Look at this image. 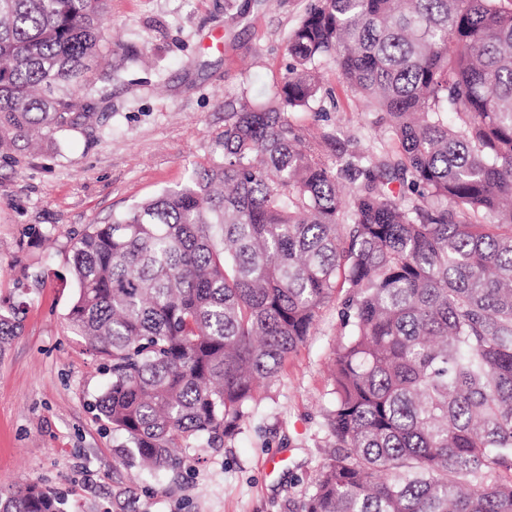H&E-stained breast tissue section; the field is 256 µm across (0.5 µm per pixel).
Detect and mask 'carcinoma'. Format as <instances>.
Listing matches in <instances>:
<instances>
[{"mask_svg":"<svg viewBox=\"0 0 512 512\" xmlns=\"http://www.w3.org/2000/svg\"><path fill=\"white\" fill-rule=\"evenodd\" d=\"M102 0H0V153L91 127ZM224 154L72 244V332L111 372L99 417L149 472L238 434L338 288L334 452L300 512H512V7L315 0ZM335 60L386 146L332 166L290 112ZM453 121H448V115ZM0 312V353L22 332ZM0 512H64L37 484Z\"/></svg>","mask_w":512,"mask_h":512,"instance_id":"cac0c4a2","label":"carcinoma"}]
</instances>
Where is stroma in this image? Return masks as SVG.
<instances>
[{
    "instance_id": "1",
    "label": "stroma",
    "mask_w": 512,
    "mask_h": 512,
    "mask_svg": "<svg viewBox=\"0 0 512 512\" xmlns=\"http://www.w3.org/2000/svg\"><path fill=\"white\" fill-rule=\"evenodd\" d=\"M312 0H106L105 63L134 54L96 105L92 130L0 157V300L23 299V332L0 353V495L38 484L65 512H298L332 450L340 297L320 309L253 416L223 447L180 449L179 471L148 473L120 453L95 409L111 380L69 327L74 235L183 183L221 150L227 112L266 102L287 39ZM291 121L325 162L337 143L382 135L335 63Z\"/></svg>"
}]
</instances>
